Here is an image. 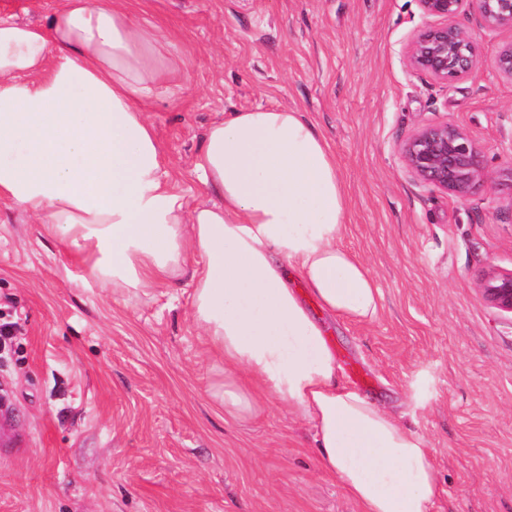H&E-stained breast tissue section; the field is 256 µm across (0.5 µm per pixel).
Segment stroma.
Masks as SVG:
<instances>
[{
	"label": "stroma",
	"instance_id": "stroma-1",
	"mask_svg": "<svg viewBox=\"0 0 512 512\" xmlns=\"http://www.w3.org/2000/svg\"><path fill=\"white\" fill-rule=\"evenodd\" d=\"M178 65L145 110L188 203L208 126L257 107L302 113L349 201L343 245L383 295L374 321L335 325L338 378L392 409L433 450V512H512V316L478 284L512 271V81L489 62L512 30L478 34L483 67L445 84L410 73L419 0H132ZM451 122L491 179L462 201L420 184L397 144ZM41 225L0 199V404L24 441L0 450V512H360L319 470L309 424L279 405L234 423L185 279L128 301L83 285Z\"/></svg>",
	"mask_w": 512,
	"mask_h": 512
}]
</instances>
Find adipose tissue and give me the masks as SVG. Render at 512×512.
Wrapping results in <instances>:
<instances>
[{
  "label": "adipose tissue",
  "instance_id": "1",
  "mask_svg": "<svg viewBox=\"0 0 512 512\" xmlns=\"http://www.w3.org/2000/svg\"><path fill=\"white\" fill-rule=\"evenodd\" d=\"M155 39L127 0L0 17V198L79 259L87 287L136 297L190 272L225 417L279 404L361 512H432L426 438L337 378L325 317L373 321L382 294L342 244L348 200L325 140L299 112L231 113L196 162L211 199L188 206L143 110L169 72Z\"/></svg>",
  "mask_w": 512,
  "mask_h": 512
}]
</instances>
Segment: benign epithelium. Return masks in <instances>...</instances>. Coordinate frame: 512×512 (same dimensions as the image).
I'll return each instance as SVG.
<instances>
[{
    "label": "benign epithelium",
    "mask_w": 512,
    "mask_h": 512,
    "mask_svg": "<svg viewBox=\"0 0 512 512\" xmlns=\"http://www.w3.org/2000/svg\"><path fill=\"white\" fill-rule=\"evenodd\" d=\"M472 1L477 4L481 29H512V0H419L423 15L435 23L419 30L407 47L406 66L411 72L450 83L482 67L476 34L455 23ZM491 67L512 81V42L499 47ZM397 152L421 184L461 200L488 179V170L480 163V147L452 123L418 129L398 143ZM479 292L494 308L512 314V272L486 274Z\"/></svg>",
    "instance_id": "7a95c632"
}]
</instances>
